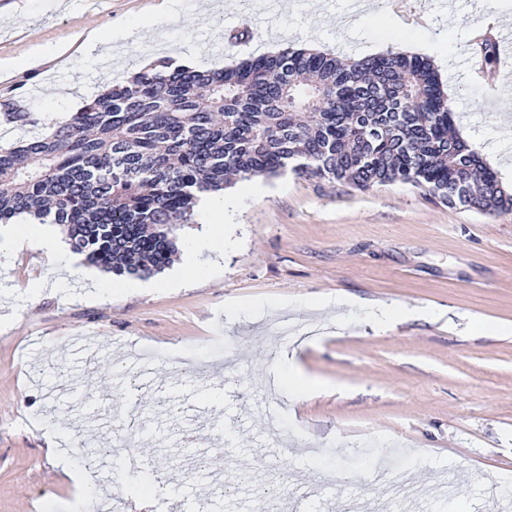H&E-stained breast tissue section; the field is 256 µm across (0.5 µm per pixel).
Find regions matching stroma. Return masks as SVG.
Listing matches in <instances>:
<instances>
[{
	"mask_svg": "<svg viewBox=\"0 0 512 512\" xmlns=\"http://www.w3.org/2000/svg\"><path fill=\"white\" fill-rule=\"evenodd\" d=\"M370 0L327 10L305 0H0V113L22 104L39 113L38 133L78 111L108 83L132 76L143 53L174 65L219 69L258 55L265 42L311 47L338 58L401 51L417 38L448 56L444 84L456 132L478 153L512 145V97L472 78L469 58L483 18L512 0ZM156 23L140 28L143 17ZM249 36L227 45V28ZM92 27L112 36L115 55L99 69L82 48ZM224 42L211 55L204 41ZM35 61L14 69L16 60ZM73 89L50 100L42 74ZM255 191L229 188L223 243L203 239L206 216L178 226V252L197 273L172 283L154 274L97 271L59 280L38 251L0 270V512H79L76 487L48 456L44 435L108 442L117 459H148L164 488L129 489L102 480L112 512H169L185 483L193 500L226 485L223 512H266L280 488L304 490L307 512H349L361 478L409 479L402 512H500L512 505V210L486 214L425 199L403 183L360 191L288 172L257 175ZM40 283L33 293L32 283ZM396 304L402 322L380 326L368 306ZM98 362L121 364L128 346L155 363L151 383L131 391L119 377L85 372V345ZM295 348L292 369L312 383L296 394L278 376L276 355ZM285 400L284 440H264L257 414L263 386ZM224 393L223 427L211 414L187 419L185 398ZM134 401L135 433L91 431L81 417ZM203 447L205 468L187 460L185 435ZM342 489L325 485L328 472Z\"/></svg>",
	"mask_w": 512,
	"mask_h": 512,
	"instance_id": "35a3bbf8",
	"label": "stroma"
}]
</instances>
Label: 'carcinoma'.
<instances>
[{"label": "carcinoma", "instance_id": "carcinoma-1", "mask_svg": "<svg viewBox=\"0 0 512 512\" xmlns=\"http://www.w3.org/2000/svg\"><path fill=\"white\" fill-rule=\"evenodd\" d=\"M3 118L40 122L14 107ZM454 127L440 77L418 55L342 62L287 48L209 70L160 61L47 135L0 148V223L48 219L88 264L151 275L176 250L175 224L192 223L198 195L230 175L291 171L360 191L401 182L434 203L512 210Z\"/></svg>", "mask_w": 512, "mask_h": 512}]
</instances>
